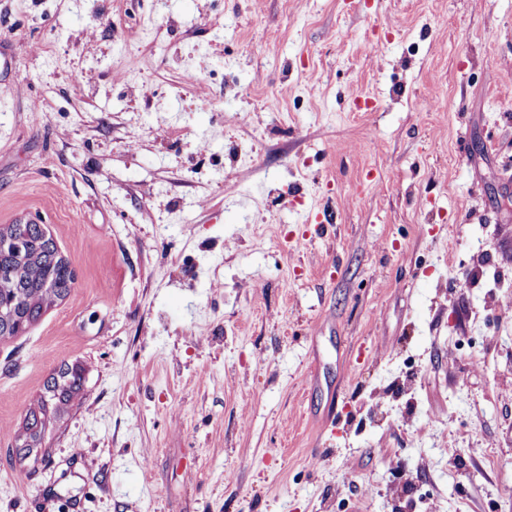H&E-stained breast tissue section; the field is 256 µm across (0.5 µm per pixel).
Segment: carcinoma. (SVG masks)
Segmentation results:
<instances>
[{
    "instance_id": "1",
    "label": "carcinoma",
    "mask_w": 512,
    "mask_h": 512,
    "mask_svg": "<svg viewBox=\"0 0 512 512\" xmlns=\"http://www.w3.org/2000/svg\"><path fill=\"white\" fill-rule=\"evenodd\" d=\"M21 231L28 240L23 256L0 251V305L17 319L11 336H19L38 322L55 303L66 299L75 284L70 262L41 224H7L0 232ZM83 372L77 365H64L44 384L38 408L31 411L24 425L26 441L21 446L29 455L38 445L48 416V404L63 405L81 390Z\"/></svg>"
}]
</instances>
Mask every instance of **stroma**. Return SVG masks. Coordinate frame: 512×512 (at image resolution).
<instances>
[{
  "instance_id": "1",
  "label": "stroma",
  "mask_w": 512,
  "mask_h": 512,
  "mask_svg": "<svg viewBox=\"0 0 512 512\" xmlns=\"http://www.w3.org/2000/svg\"><path fill=\"white\" fill-rule=\"evenodd\" d=\"M3 53L0 226L76 281L0 339V512H512V0H0ZM83 386V372L77 365L60 367L58 372L50 377L44 384V395H40L38 410H32L24 425L26 441L20 447L24 456H28L38 445L41 433L45 427L48 416V404L55 406L66 404L70 398L81 390Z\"/></svg>"
}]
</instances>
